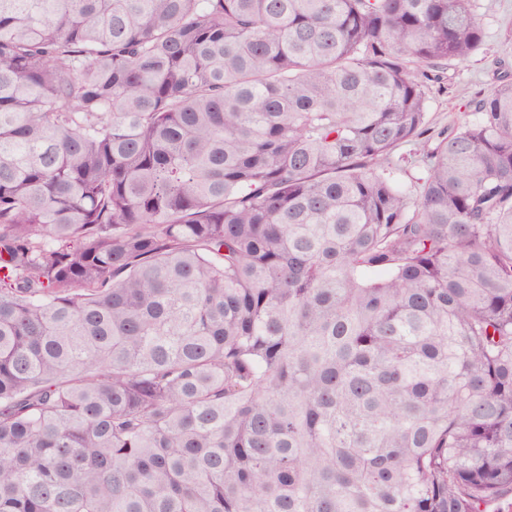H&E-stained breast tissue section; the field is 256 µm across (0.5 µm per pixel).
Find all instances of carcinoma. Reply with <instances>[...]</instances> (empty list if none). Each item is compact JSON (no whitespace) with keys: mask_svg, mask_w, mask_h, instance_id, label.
I'll return each instance as SVG.
<instances>
[{"mask_svg":"<svg viewBox=\"0 0 512 512\" xmlns=\"http://www.w3.org/2000/svg\"><path fill=\"white\" fill-rule=\"evenodd\" d=\"M483 43L476 0H0V512L512 494V79L427 112ZM399 153L404 155L407 160V167H408V175H405L403 173L397 174V179L399 183L401 184L402 188L407 191H413V181L411 180V177H419L420 176V168H419V159H420V148L417 145H403L399 149Z\"/></svg>","mask_w":512,"mask_h":512,"instance_id":"1","label":"carcinoma"}]
</instances>
